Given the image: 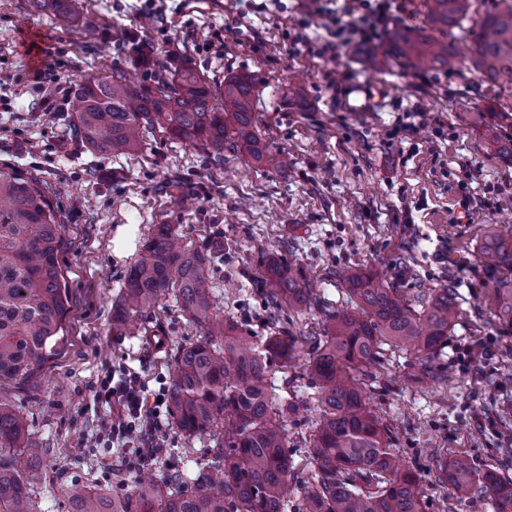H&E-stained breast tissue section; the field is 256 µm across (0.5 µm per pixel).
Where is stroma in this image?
I'll list each match as a JSON object with an SVG mask.
<instances>
[{"label": "stroma", "instance_id": "1", "mask_svg": "<svg viewBox=\"0 0 512 512\" xmlns=\"http://www.w3.org/2000/svg\"><path fill=\"white\" fill-rule=\"evenodd\" d=\"M308 0H282L242 14L239 0L214 10L185 0H69V22L31 0H0V169L48 181L66 224L59 263L70 295L65 341L34 389L14 406L28 424L31 452L44 479L32 489L34 512H72L83 490L125 494L145 473L193 468L208 437L168 428L164 450L147 470L130 469L118 445L91 446L110 417L94 394L107 371L140 377L147 396L166 390L177 347L196 339L174 301L145 319L168 339L153 351L144 336L112 328L124 277L154 225L174 227L183 243H224L211 272L217 313L241 316L249 336L266 333L257 288L263 256L291 258L336 309L346 301L337 268H375L407 298L454 284L463 315L449 331L441 363L452 386L416 383L414 356H388L370 408L395 428L394 446L422 479L437 459L468 456L475 470L494 465L512 476V328L496 319L495 287L503 276L479 255L488 233L512 239V160L486 142L478 112L512 108V92L490 87L468 68L437 70L430 84L404 62L369 69L355 47L321 56L298 41ZM89 18L93 31L80 20ZM190 62L216 91L226 75L258 79L255 115L275 164L244 153L216 156L154 132L138 154L115 157L87 149L72 134V114L48 117L39 99L83 76L152 73ZM378 99L374 112L348 107L351 85ZM35 138L26 150L21 142ZM134 236L116 250L119 228ZM426 512H498L478 493L457 502L447 488L426 490Z\"/></svg>", "mask_w": 512, "mask_h": 512}]
</instances>
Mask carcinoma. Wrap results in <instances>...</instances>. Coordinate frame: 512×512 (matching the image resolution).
<instances>
[{
    "label": "carcinoma",
    "instance_id": "cac0c4a2",
    "mask_svg": "<svg viewBox=\"0 0 512 512\" xmlns=\"http://www.w3.org/2000/svg\"><path fill=\"white\" fill-rule=\"evenodd\" d=\"M498 5L472 29L469 63L485 81L512 90V0ZM471 0H425L427 21L440 32L468 20ZM386 56L416 70H456L458 52L426 29L389 33ZM258 80L251 73L224 78L218 97L196 70L185 65L153 83L135 84L123 73L110 79L83 78L70 95L73 129L99 153L131 155L144 135L162 131L215 155L245 151L266 155L256 126ZM496 151L512 158V110L491 117L477 113ZM65 224L48 184L40 177L0 171V512H34L31 489L42 478L39 464L16 460L28 445L26 418L7 393L31 386L58 351L70 310L61 285L58 254ZM224 256V243L191 249L179 243L170 224H158L130 266L112 326L123 332L163 301L175 300L199 338L173 356L168 407L173 425L186 438L208 435L212 447L187 476L168 475L122 497L82 491L73 512H425L415 473L393 448L391 430L366 402L375 368L389 350L414 353L424 376L439 380L447 369L438 351L459 314L453 284L410 301L379 280L373 270H336L350 307L333 309L314 293L311 281L279 256L264 261L258 280L269 306V335H243L239 321L216 313L210 272ZM482 259L512 272V243L487 237ZM498 318L512 324V286L495 289ZM316 310L319 336H298L277 311ZM308 350L305 376L319 408L310 437V472L299 468L288 446L286 421L299 403L280 398L269 380L276 367H296ZM432 482L458 499L479 491L512 512V478L495 470L477 472L466 458L435 469Z\"/></svg>",
    "mask_w": 512,
    "mask_h": 512
}]
</instances>
